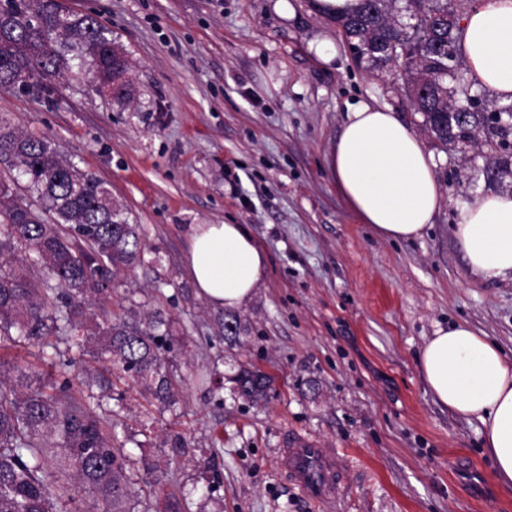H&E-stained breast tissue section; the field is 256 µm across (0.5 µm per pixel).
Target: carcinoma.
Segmentation results:
<instances>
[{
	"mask_svg": "<svg viewBox=\"0 0 512 512\" xmlns=\"http://www.w3.org/2000/svg\"><path fill=\"white\" fill-rule=\"evenodd\" d=\"M464 2L359 0L355 11L331 22L359 45L357 62L389 73L393 88L409 97L425 80L424 93L411 104L435 147L473 143L490 159L482 170L486 179L512 177V103L490 99L480 109L468 106L479 86L460 62V27L448 24V11L462 12ZM75 61L88 65L95 87L127 98L128 60L94 16L74 14L59 0L0 4V90L41 98ZM0 159L28 177L53 214L45 218L0 182V342L21 347L56 336L83 355L96 336L97 356L112 369L133 377L159 403L174 402L181 380L165 355L169 319L131 309L92 329L85 322L90 308L110 298L115 278L141 261L140 225L129 222L104 181L54 141L4 119ZM25 262L41 265L55 284L32 281ZM14 371V379L0 378V512H58L59 495L72 504L71 512H81L80 492L96 496L101 512H127L126 455L114 444L112 425L75 396L79 377L64 368L56 375L17 365ZM235 383L240 396L255 403L273 389L271 376L244 366ZM62 469L71 472L74 485L56 484Z\"/></svg>",
	"mask_w": 512,
	"mask_h": 512,
	"instance_id": "cac0c4a2",
	"label": "carcinoma"
}]
</instances>
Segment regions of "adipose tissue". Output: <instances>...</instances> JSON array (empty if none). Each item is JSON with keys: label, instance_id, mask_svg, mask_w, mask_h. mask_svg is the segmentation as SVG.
Listing matches in <instances>:
<instances>
[{"label": "adipose tissue", "instance_id": "ef3b65f1", "mask_svg": "<svg viewBox=\"0 0 512 512\" xmlns=\"http://www.w3.org/2000/svg\"><path fill=\"white\" fill-rule=\"evenodd\" d=\"M460 49L476 82L512 101V0H474ZM327 165L348 209L379 237H420L442 205L432 154L389 109L361 104L348 112ZM452 231L472 275L512 280V194L476 197L461 208ZM184 262L201 298L236 307L252 295L267 258L246 225L197 224ZM419 362L441 404L485 426L494 475L512 488V357L457 323L435 331Z\"/></svg>", "mask_w": 512, "mask_h": 512}]
</instances>
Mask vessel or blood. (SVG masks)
Instances as JSON below:
<instances>
[{
    "instance_id": "1",
    "label": "vessel or blood",
    "mask_w": 512,
    "mask_h": 512,
    "mask_svg": "<svg viewBox=\"0 0 512 512\" xmlns=\"http://www.w3.org/2000/svg\"><path fill=\"white\" fill-rule=\"evenodd\" d=\"M280 456L285 475L307 500L330 501L341 494L344 479L335 449L293 432L283 439Z\"/></svg>"
}]
</instances>
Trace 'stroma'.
Wrapping results in <instances>:
<instances>
[{
	"instance_id": "1",
	"label": "stroma",
	"mask_w": 512,
	"mask_h": 512,
	"mask_svg": "<svg viewBox=\"0 0 512 512\" xmlns=\"http://www.w3.org/2000/svg\"><path fill=\"white\" fill-rule=\"evenodd\" d=\"M106 25L128 55L131 99L73 74L51 99L0 91V116L53 139L107 182L145 232L144 260L96 307L173 321L171 368L186 383L164 407L130 378L80 397L110 419L140 465L131 512L182 489V512H512L485 427L442 405L418 356L436 329L465 323L512 356V282L471 276L452 233L487 182L476 147L434 150L449 202L421 237H377L348 210L326 157L348 112L385 106L415 132L422 117L388 75L357 63L312 0H63ZM328 38L330 61L312 48ZM248 225L267 256L241 306L214 307L183 262L192 225ZM237 317L241 331L224 334ZM270 375L252 404L239 365ZM290 432L336 449L347 490L306 500L277 456Z\"/></svg>"
}]
</instances>
